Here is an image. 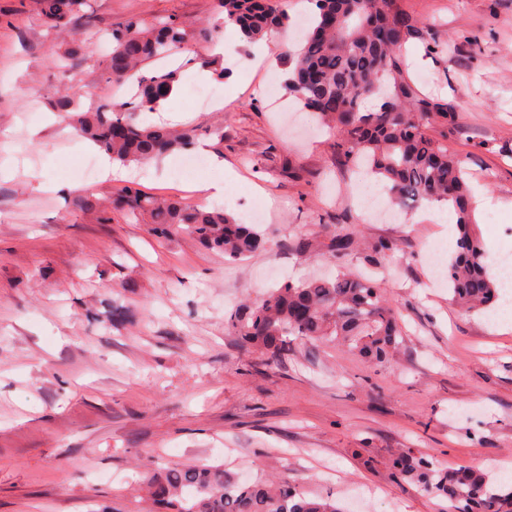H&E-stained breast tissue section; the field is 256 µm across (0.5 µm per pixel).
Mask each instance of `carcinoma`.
Listing matches in <instances>:
<instances>
[{"instance_id":"cac0c4a2","label":"carcinoma","mask_w":512,"mask_h":512,"mask_svg":"<svg viewBox=\"0 0 512 512\" xmlns=\"http://www.w3.org/2000/svg\"><path fill=\"white\" fill-rule=\"evenodd\" d=\"M315 12L302 43L286 52L288 93L328 126L337 149L352 164L386 183L394 206L407 212L425 202L448 205L456 215L457 250L445 278L455 302L467 311L486 310L498 299L489 276L486 253L470 206L471 190L462 160L436 139L431 129L448 126L454 113L448 103L423 95L402 60L406 44L417 42L432 56L447 54L440 32L407 12L400 0H312ZM38 15L50 29H62L83 12L86 0H37ZM224 23L238 27L247 43L290 17L279 0H216ZM110 50L104 57L109 81L137 76V90L123 102L99 101L83 110L73 86L55 103L80 137L94 143L111 162L148 164L174 152L192 149L196 130L147 125L143 111H153L177 85L180 71L145 66L175 52H187L189 33L178 18L152 22L131 17L105 32ZM380 100L370 111L365 103ZM210 151L224 148V121L203 131ZM129 218L153 225L168 238L182 235L197 245L241 261L263 248L252 224H240L220 208L190 205L178 197H155L132 183L116 186L106 198L93 194L77 200L80 210L97 214L106 203ZM354 245L347 234L326 241L299 238V254L324 249L339 258ZM398 307L371 275L340 272L293 282L286 280L263 297L225 317L226 329L247 349L272 364L288 355L295 340L334 342L381 366L401 344ZM393 474L423 491L446 498L454 512H512V486H495L473 469L448 471L433 461L398 449ZM155 503L167 512H343L329 497H308L286 480L242 483L222 468L172 465L145 476Z\"/></svg>"}]
</instances>
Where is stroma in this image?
<instances>
[{
	"label": "stroma",
	"instance_id": "35a3bbf8",
	"mask_svg": "<svg viewBox=\"0 0 512 512\" xmlns=\"http://www.w3.org/2000/svg\"><path fill=\"white\" fill-rule=\"evenodd\" d=\"M402 4L448 40L447 55L411 49L405 66L423 93L455 109L456 125L433 134L490 202L476 218L497 267L512 255V0ZM86 10L100 30L168 15L187 26L191 51L175 64L190 71L212 60L225 77L182 79L167 107L179 128L223 121L224 165L186 174L177 152L88 175L87 142L51 103L63 84H105V44L86 46L81 65L61 74L52 59L70 36L39 21L35 0H0V512H149L136 482L172 463L285 478L346 508L358 491L371 512H453L392 479L398 448L512 485V330L495 332L488 312L463 311L432 278L426 252L452 257L454 235L414 211L395 223L367 218V208L388 207L384 183L364 198V178L337 154L335 134L289 123L299 105L283 87L284 46H268L257 64L255 47L215 34L214 0H88ZM200 86L221 89L222 104L199 105ZM220 180V205L237 219L252 206L265 212L267 244L242 262L75 205L130 181L201 205L196 185ZM339 226L356 235L342 259L293 251L298 237ZM379 239L398 243L380 257L378 277L403 329L384 366L305 340L266 365L228 334V312L276 287L272 269L294 281L340 265L359 271ZM116 304L132 313L120 326Z\"/></svg>",
	"mask_w": 512,
	"mask_h": 512
}]
</instances>
